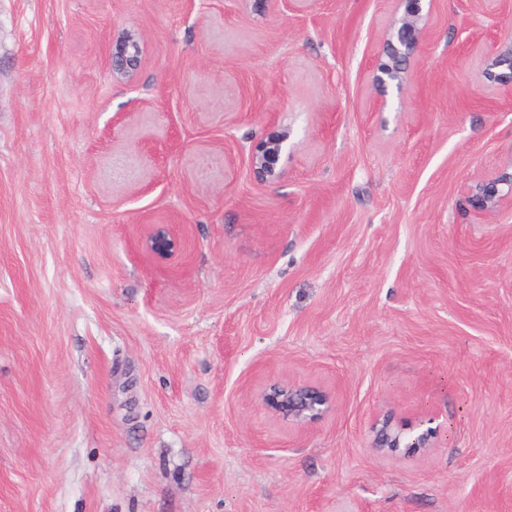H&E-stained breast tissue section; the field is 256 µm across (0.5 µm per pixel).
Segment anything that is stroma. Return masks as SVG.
I'll return each instance as SVG.
<instances>
[{
    "label": "stroma",
    "mask_w": 512,
    "mask_h": 512,
    "mask_svg": "<svg viewBox=\"0 0 512 512\" xmlns=\"http://www.w3.org/2000/svg\"><path fill=\"white\" fill-rule=\"evenodd\" d=\"M288 3L0 0V512H512V0H425L384 92L400 0ZM406 3L403 15L392 26L390 37L386 40L384 52L387 58L381 62L374 77L376 87L385 90L394 84L402 89L410 79L409 63L417 53L425 35L422 0H402ZM142 57L143 46L140 37L134 32L127 31L112 49L113 79L131 81L140 66ZM489 69L501 68L502 71L493 74V80L503 88H508L512 94V40L497 47V50L487 61ZM289 131H273L251 154L250 164L261 180H278L283 170L278 168L280 159L288 154ZM467 198L473 210L481 215L493 214L507 205L512 207V163L470 184ZM274 414L298 426H306L329 408L328 397L318 388L294 382L273 383L262 396ZM434 422L435 417L426 414L418 426L409 431L395 428L388 422L375 423L372 427L374 438L371 446L379 451H394L398 448L408 450L433 448V439H436L439 428L428 425Z\"/></svg>",
    "instance_id": "1"
}]
</instances>
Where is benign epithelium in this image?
I'll return each instance as SVG.
<instances>
[{
    "label": "benign epithelium",
    "instance_id": "obj_1",
    "mask_svg": "<svg viewBox=\"0 0 512 512\" xmlns=\"http://www.w3.org/2000/svg\"><path fill=\"white\" fill-rule=\"evenodd\" d=\"M403 2L406 3L404 13L395 20L385 43L386 61L379 64L378 74L374 77L376 87L381 89L392 84L400 89L410 79V60L419 50L425 35L421 0ZM142 57L140 37L134 32H126L112 49V77L131 81ZM487 66L501 69V72L493 75V80L512 92V40L497 47L488 59ZM288 140L289 131H274L256 146L250 164L257 177L268 181L283 176L278 164L282 156L288 153ZM467 198L473 210L481 215L493 214L504 206H512V164L469 185ZM262 401L274 414L301 427L316 420L329 408L328 397L318 388L294 382L271 384L264 392ZM434 422L435 417L427 414L416 428L409 431L395 428L388 422H378L372 427V447L380 451L431 448L439 431L433 426Z\"/></svg>",
    "mask_w": 512,
    "mask_h": 512
}]
</instances>
